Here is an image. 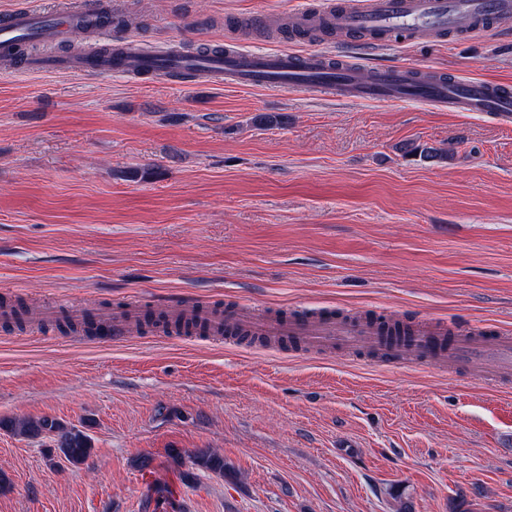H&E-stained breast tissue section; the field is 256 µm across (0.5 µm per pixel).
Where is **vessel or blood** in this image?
I'll return each instance as SVG.
<instances>
[{"label":"vessel or blood","instance_id":"b4317fda","mask_svg":"<svg viewBox=\"0 0 512 512\" xmlns=\"http://www.w3.org/2000/svg\"><path fill=\"white\" fill-rule=\"evenodd\" d=\"M512 15V0H324L321 7L305 5L289 15V26L304 32L324 22L337 34L359 37L363 44L382 47L422 32L430 36L454 33L470 36L496 20ZM67 12L51 13L21 5L0 14V60L23 39L56 41L70 27ZM33 73L95 72L101 75H172L185 83L270 92L304 91L331 94L348 101L389 104L417 102L448 112H479L502 122L512 121V84L426 74L405 65L372 68L369 80H360L348 53L312 49L258 51L245 47L207 55L172 51H146L128 45L112 60L93 55L33 57L26 62ZM31 333L67 322L91 328L93 334L115 342L130 336L143 320L140 299H129L122 310L85 309L57 300L24 309ZM195 320L204 333L226 343L250 341L296 343L304 352L326 354L339 350L356 359L372 358L384 365L447 363L449 374L466 370L489 380L498 368H512V332L489 326L474 328L460 323L446 327L436 319L411 324L406 336L383 335L378 322L365 317L303 314L283 317L262 308L237 304L230 308L196 302L162 304L153 330L161 336L174 333L178 324Z\"/></svg>","mask_w":512,"mask_h":512}]
</instances>
